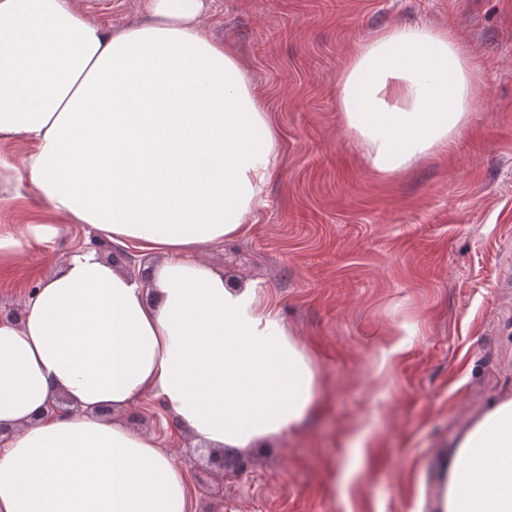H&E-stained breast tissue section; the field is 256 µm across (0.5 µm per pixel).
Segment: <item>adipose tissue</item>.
<instances>
[{
  "label": "adipose tissue",
  "instance_id": "ef3b65f1",
  "mask_svg": "<svg viewBox=\"0 0 512 512\" xmlns=\"http://www.w3.org/2000/svg\"><path fill=\"white\" fill-rule=\"evenodd\" d=\"M146 22H90L78 0H0V183L30 181L100 241L160 254L149 283L75 250L0 321V512H189L185 469L104 421L144 396L203 446L254 448L295 430L316 369L255 281L225 282L208 244L240 237L266 203L280 134L206 0H146ZM459 39L396 26L356 43L338 79L346 135L383 178L447 151L476 108ZM0 233V261L56 235ZM74 411L46 413L55 394ZM442 512H512V398L481 413L444 461Z\"/></svg>",
  "mask_w": 512,
  "mask_h": 512
}]
</instances>
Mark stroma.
<instances>
[{
    "label": "stroma",
    "mask_w": 512,
    "mask_h": 512,
    "mask_svg": "<svg viewBox=\"0 0 512 512\" xmlns=\"http://www.w3.org/2000/svg\"><path fill=\"white\" fill-rule=\"evenodd\" d=\"M94 23L140 22L144 0H80ZM205 24L264 95L281 153L247 232L203 248L225 280H259L309 350V418L219 470L149 399L116 419L185 467L190 512H432L458 435L512 397V0H212ZM399 25L455 34L479 74L450 151L382 179L341 128L337 82L352 45ZM32 185L0 188V230L50 222ZM90 227L0 267V313L21 310Z\"/></svg>",
    "instance_id": "35a3bbf8"
}]
</instances>
